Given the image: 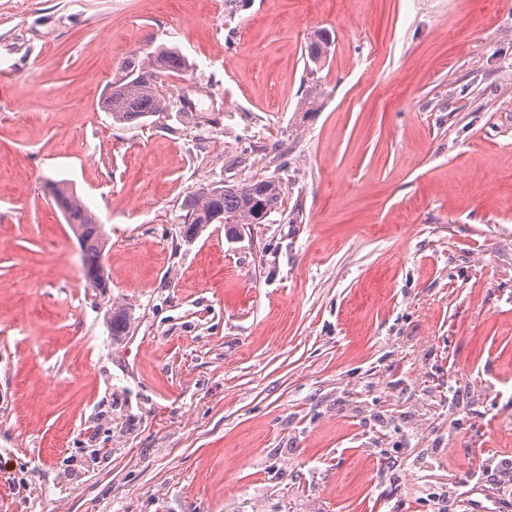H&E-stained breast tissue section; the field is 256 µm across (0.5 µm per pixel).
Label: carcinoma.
Segmentation results:
<instances>
[{
    "mask_svg": "<svg viewBox=\"0 0 512 512\" xmlns=\"http://www.w3.org/2000/svg\"><path fill=\"white\" fill-rule=\"evenodd\" d=\"M332 39L328 32H313L306 45L307 61L322 67L327 59ZM128 79L112 83L105 97L103 108L112 113V121L118 124L143 122L146 118L170 109L173 101L163 94L156 82L157 76H172L186 69L185 59L175 50L163 49L153 55L148 63L124 64ZM55 201L71 224L80 246L84 279L92 288L109 287V279L103 263L108 238L102 231L98 218L85 202L63 183L50 184ZM284 187L275 178L252 180L240 186L202 184L184 200L186 214L183 235L191 240L207 224H226L233 230L241 224H258L282 206ZM130 322L122 309L112 311L109 332L116 341L129 333Z\"/></svg>",
    "mask_w": 512,
    "mask_h": 512,
    "instance_id": "1",
    "label": "carcinoma"
}]
</instances>
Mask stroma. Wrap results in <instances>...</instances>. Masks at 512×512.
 I'll list each match as a JSON object with an SVG mask.
<instances>
[{"label": "stroma", "instance_id": "35a3bbf8", "mask_svg": "<svg viewBox=\"0 0 512 512\" xmlns=\"http://www.w3.org/2000/svg\"><path fill=\"white\" fill-rule=\"evenodd\" d=\"M160 48L205 117L113 123ZM271 176L281 212L184 238L199 185ZM510 483L511 6L0 0V512H512ZM331 45L332 39L328 32L314 31L306 45L307 61L320 69L330 53ZM53 198L74 230L80 246L84 279L91 288H109L103 263L108 238L98 218L85 202L64 183H50Z\"/></svg>", "mask_w": 512, "mask_h": 512}]
</instances>
